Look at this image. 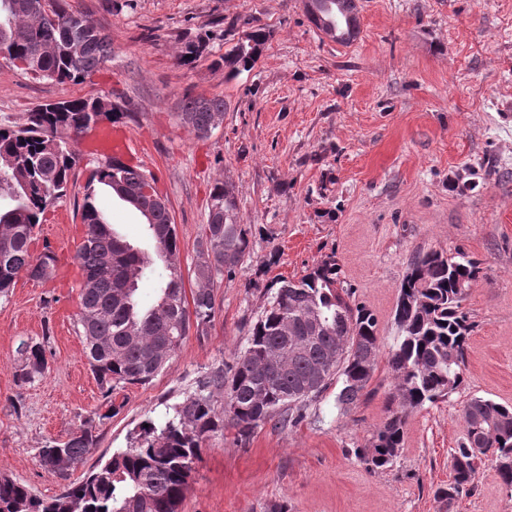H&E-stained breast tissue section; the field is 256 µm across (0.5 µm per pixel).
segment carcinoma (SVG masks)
<instances>
[{
    "label": "carcinoma",
    "mask_w": 512,
    "mask_h": 512,
    "mask_svg": "<svg viewBox=\"0 0 512 512\" xmlns=\"http://www.w3.org/2000/svg\"><path fill=\"white\" fill-rule=\"evenodd\" d=\"M41 0H0V59L35 79L77 83L111 56L112 41L103 29L54 0L55 19L40 16ZM315 27L330 39L348 44L359 34V17L349 0H303ZM257 27L212 61L234 78L251 70L268 41ZM209 36L184 45L179 61L192 65L207 49ZM102 98L90 97L40 104L24 122L0 126V298L9 296L20 273L30 279L56 277L58 259L47 249L31 252L35 230L47 209L67 191L79 161L78 145L104 123L128 116L121 109L102 111ZM184 124L201 137L224 117V99L185 96L180 112ZM109 188L120 200L142 212V248L108 223L97 188ZM84 226L75 260L80 278L77 333L83 338L91 371L104 396L120 384L146 385L175 355L190 330L204 333L215 318L213 286L219 276L232 278L251 253V225L244 223L232 183L216 182L208 218L197 249L192 292L186 305L179 262L176 226L167 201L157 191V177L108 157L90 171L81 205ZM164 275L150 305L140 302L138 280L153 264ZM482 273L481 262L463 252L438 250L411 261L399 287L394 322L398 341L388 365L393 375L387 418L371 437V463L388 467L398 458L407 418L414 410L454 393L463 382L468 339L474 329L462 302ZM343 360L336 364V349ZM378 319L355 302L344 286L332 256L320 260L298 280H280L261 316L249 330L248 346L233 364L212 371L200 391L173 407L161 424L139 425L130 445L112 453L83 480L69 482L98 436L85 423L64 441L38 449L41 466L67 485L50 500L23 484L0 475V512H180L189 479L205 442L230 428L249 438L270 421L292 426L306 416L307 402L336 380L341 406L355 405L378 363ZM17 379L32 383L46 367L45 345L33 339L18 346ZM318 386L306 391L309 379ZM224 397L215 409L214 392ZM463 438L451 450L452 477L434 498L450 509L459 497L478 491L477 472L470 465L476 448L491 454L500 482L512 487V406L476 397L462 412Z\"/></svg>",
    "instance_id": "obj_1"
}]
</instances>
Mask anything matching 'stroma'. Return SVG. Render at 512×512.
Returning a JSON list of instances; mask_svg holds the SVG:
<instances>
[{"instance_id": "obj_1", "label": "stroma", "mask_w": 512, "mask_h": 512, "mask_svg": "<svg viewBox=\"0 0 512 512\" xmlns=\"http://www.w3.org/2000/svg\"><path fill=\"white\" fill-rule=\"evenodd\" d=\"M105 28L112 54L79 83L39 80L0 59V124L23 122L49 100L107 96L127 111L132 164L157 174L179 241L186 291L196 287L197 244L215 180L235 185L253 230L252 254L219 277L206 334L190 332L146 385L103 392L74 318L79 269L71 246L94 167L82 156L65 196L45 214L31 249L51 248L64 268L48 282L20 275L0 299V474L43 499L64 483L37 450L86 419L98 443L73 471L79 480L128 447L147 418L161 423L213 370L243 351L276 280L299 279L326 255L356 302L378 318L379 357L370 395L336 404L339 384L309 401L297 426L265 424L248 439L211 437L181 512H441L449 453L463 437L474 397L512 405V0H358L360 33L330 40L302 0H68ZM266 27L271 37L251 71L226 77L211 61L232 45L217 19ZM209 33L203 56L178 57ZM224 100V120L200 138L179 117L184 94ZM462 250L483 274L463 303L475 325L460 389L411 413L392 467L372 468L368 446L386 419L393 388L386 352L397 336L400 283L416 252ZM46 342L47 369L17 385L16 348ZM453 512H512V491L492 462L478 491Z\"/></svg>"}]
</instances>
